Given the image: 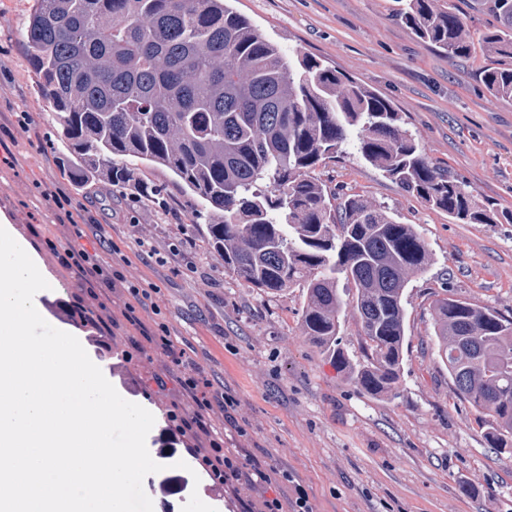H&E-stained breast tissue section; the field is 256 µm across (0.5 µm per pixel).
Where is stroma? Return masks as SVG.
Instances as JSON below:
<instances>
[{
	"label": "stroma",
	"instance_id": "obj_1",
	"mask_svg": "<svg viewBox=\"0 0 512 512\" xmlns=\"http://www.w3.org/2000/svg\"><path fill=\"white\" fill-rule=\"evenodd\" d=\"M33 0H0V213L53 280L68 330L126 400L155 417L147 436L151 457L168 438L165 414L193 417L198 408L180 388L181 369L158 350L148 315L128 318L127 282L156 283L171 336L204 367L214 388L234 396L224 422V450L265 470L213 489L201 477V500L216 512H265L279 497L291 512L303 487L313 512H512V451L491 447L488 413L456 398L436 355L433 304L445 292L512 317V223L463 224L448 217L359 159L342 153L319 164L316 178L364 195L401 223L416 227L432 264L408 290L407 337L397 397L371 396L350 383L303 335L301 289L270 297L224 271L197 231L190 196L162 169L143 181L162 184L165 208L107 187L82 189L63 170L54 147L59 127L42 97L22 34ZM266 39L287 52L327 62L388 98L401 125L428 160L448 168L494 208L512 211V98H496L481 81L483 67H512V58L451 60L425 46L394 16L396 0H234ZM50 187L67 206L44 200ZM108 224L127 257L122 279L105 285L82 277L65 259L72 224ZM189 238L196 274L174 273L168 246ZM144 239L150 250L140 249ZM111 345L92 344L95 331ZM140 350L120 352L130 341ZM167 383L158 391L156 379ZM191 473L169 467L143 487L154 512H181Z\"/></svg>",
	"mask_w": 512,
	"mask_h": 512
}]
</instances>
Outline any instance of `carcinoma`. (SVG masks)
Wrapping results in <instances>:
<instances>
[{"label": "carcinoma", "mask_w": 512, "mask_h": 512, "mask_svg": "<svg viewBox=\"0 0 512 512\" xmlns=\"http://www.w3.org/2000/svg\"><path fill=\"white\" fill-rule=\"evenodd\" d=\"M398 19L448 58L472 35L441 0H400ZM498 27L489 55L512 57V0H479ZM43 98L57 112L69 177L119 191L140 168L164 169L191 192L208 249L271 297L302 289L303 335L346 378L398 394L406 291L431 265L428 244L359 194L311 176L350 150L464 224L497 213L448 169L432 165L375 90L314 57L287 55L229 0H34L24 36ZM494 97L512 98V68L488 67ZM352 307L362 359L340 348ZM438 358L453 394L487 411L489 442L512 439V319L448 296L434 305Z\"/></svg>", "instance_id": "obj_1"}]
</instances>
